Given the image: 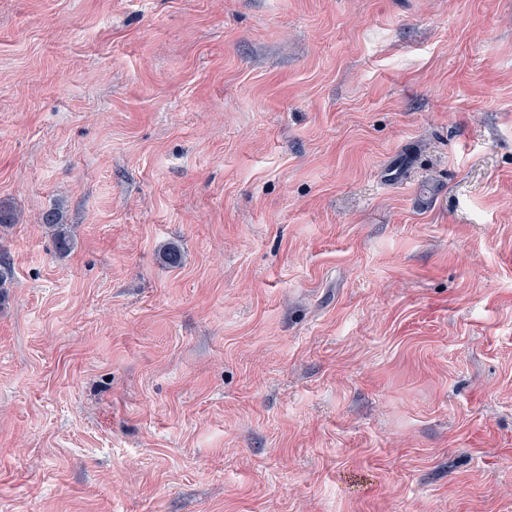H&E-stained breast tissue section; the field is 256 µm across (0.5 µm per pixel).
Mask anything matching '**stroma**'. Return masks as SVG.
Returning a JSON list of instances; mask_svg holds the SVG:
<instances>
[{"instance_id": "obj_1", "label": "stroma", "mask_w": 512, "mask_h": 512, "mask_svg": "<svg viewBox=\"0 0 512 512\" xmlns=\"http://www.w3.org/2000/svg\"><path fill=\"white\" fill-rule=\"evenodd\" d=\"M0 200V512H512V0H0Z\"/></svg>"}]
</instances>
